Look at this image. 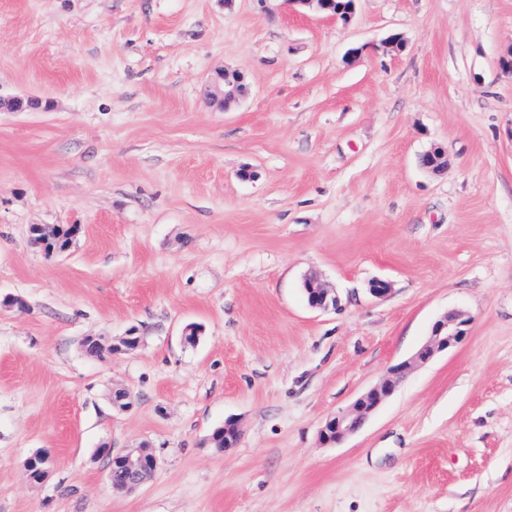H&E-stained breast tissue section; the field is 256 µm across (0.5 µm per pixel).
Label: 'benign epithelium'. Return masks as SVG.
<instances>
[{"instance_id":"7a95c632","label":"benign epithelium","mask_w":512,"mask_h":512,"mask_svg":"<svg viewBox=\"0 0 512 512\" xmlns=\"http://www.w3.org/2000/svg\"><path fill=\"white\" fill-rule=\"evenodd\" d=\"M288 4L308 7L329 19L339 20L333 9L334 0H288ZM246 92L244 77L238 73H221L211 85L212 99L223 102L226 109L243 98ZM39 106L40 102L34 99L0 98V109L10 112H22ZM420 163L423 168L435 171L444 165V154L441 149L433 147L421 156ZM305 292L307 304L313 310L329 311L339 306L336 291L316 274L306 276ZM469 325L470 319L462 313H447L438 318L431 327L427 343L410 358L392 366L382 381L360 394L347 410L325 421L320 431L322 442L336 445L358 432L377 408L395 393L411 367L427 364L436 354L446 352L460 343L466 337ZM113 459L123 463L125 478L119 483H112V488L124 491L138 488L155 471L157 465L154 455L145 448L115 455Z\"/></svg>"}]
</instances>
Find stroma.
Returning <instances> with one entry per match:
<instances>
[{"mask_svg":"<svg viewBox=\"0 0 512 512\" xmlns=\"http://www.w3.org/2000/svg\"><path fill=\"white\" fill-rule=\"evenodd\" d=\"M511 54L512 0H0V97L51 104L0 112V512H512ZM452 311L467 338L323 443ZM242 84H244V77L241 74L221 73L212 82L211 97L216 102H223L226 110L246 95L247 88ZM305 279L306 301L311 309L329 311L339 306V298L336 295L335 289L328 288L317 274H309ZM116 459L120 460L125 468V478L119 483L112 481V477L118 476L122 471L119 463H113ZM156 465V458L146 448L112 456L108 461V474L112 488L124 491L135 490L155 471Z\"/></svg>","mask_w":512,"mask_h":512,"instance_id":"stroma-1","label":"stroma"}]
</instances>
